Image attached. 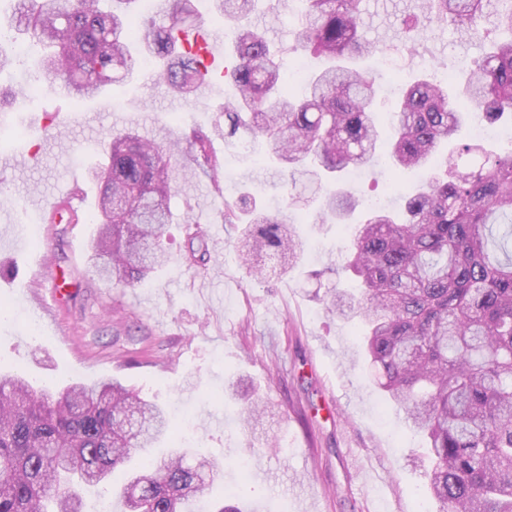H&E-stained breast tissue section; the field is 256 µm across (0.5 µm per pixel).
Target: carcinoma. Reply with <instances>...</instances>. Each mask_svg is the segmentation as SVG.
Returning <instances> with one entry per match:
<instances>
[{"label":"carcinoma","mask_w":512,"mask_h":512,"mask_svg":"<svg viewBox=\"0 0 512 512\" xmlns=\"http://www.w3.org/2000/svg\"><path fill=\"white\" fill-rule=\"evenodd\" d=\"M197 2L165 0L168 22L160 23L128 15L126 0H16L17 25L0 28V71L18 62L3 49L18 31L34 47L33 79L63 82L77 105L132 77L148 58L157 78L185 97L200 85V58L176 32L201 22ZM214 2L237 62L235 93L224 99L213 135L227 150L239 149L243 134L263 141L291 204L309 190L321 223L343 224L359 198L340 174L368 165L377 150L393 173L438 167L406 194L403 214L366 210L334 269L336 280L351 274L361 288L327 289V312L360 324L379 388L426 435L437 512H512V152L457 141L476 116L512 120V0H422V13L404 15V34L424 17L490 43L460 75L407 80L386 146L374 77L346 66L377 53L360 22L362 0H299L293 52L320 62L299 96L264 32L247 23L259 0ZM450 141L455 148L437 156ZM99 148L91 261L113 287L142 285L167 260L164 228L186 170L214 181L224 223L244 225L236 248L254 274H266L267 256L282 271L296 262L292 225L253 199H224L216 180L224 161L209 136L157 142L109 132ZM182 223L187 262L204 261L205 233L189 214ZM170 429L165 407L117 380L50 392L0 372V512H83L80 497L61 488L107 484L118 471L126 474L130 512H187L223 478L224 461L203 455L190 464L172 449L130 467L139 449L164 441ZM205 470L206 484L199 481Z\"/></svg>","instance_id":"obj_1"}]
</instances>
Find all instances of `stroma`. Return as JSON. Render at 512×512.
Here are the masks:
<instances>
[{
  "label": "stroma",
  "instance_id": "obj_1",
  "mask_svg": "<svg viewBox=\"0 0 512 512\" xmlns=\"http://www.w3.org/2000/svg\"><path fill=\"white\" fill-rule=\"evenodd\" d=\"M415 0H363L362 26L394 67L376 74L382 136L402 80L443 74L481 55L486 43L452 27L428 24L402 40L399 20ZM283 65L297 19L288 0H259L251 16ZM23 67L0 74V91H17V107L0 109V369L23 371L36 385L117 379L168 409L192 411L190 429L174 428L188 450L224 458L214 503L249 504L257 512H436L425 493L424 439L376 389L354 326L329 314L326 288L336 280L339 251L351 234L317 221L316 205L284 202L279 176L262 156L213 148L224 159L227 197L253 194L285 221H296L300 256L288 273L251 275L234 247L240 227L219 215L208 180H178L172 209L192 212L207 234L208 263L189 266L185 233L168 225V260L150 282L124 290L92 272L88 245L97 187L89 170L107 131L139 129L145 137L180 138L210 130L230 81L174 96L143 66L114 85L109 109L74 106L43 87L25 99ZM72 192L83 200L80 221L45 214ZM252 402L273 408L254 437L241 427ZM278 440L275 448L268 439ZM258 452L246 456L248 447ZM249 457L247 480L235 467Z\"/></svg>",
  "mask_w": 512,
  "mask_h": 512
}]
</instances>
